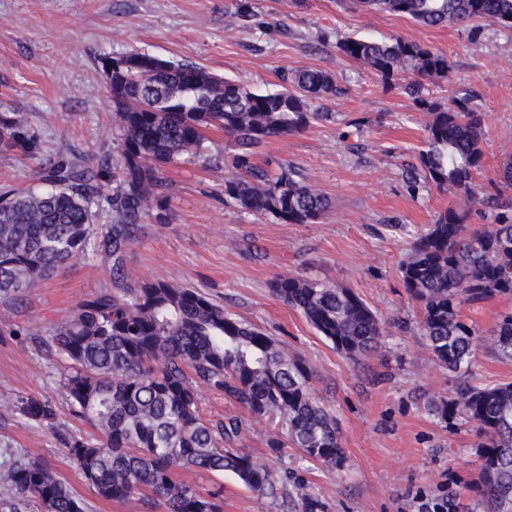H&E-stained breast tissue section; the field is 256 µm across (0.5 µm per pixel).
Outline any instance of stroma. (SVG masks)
Returning <instances> with one entry per match:
<instances>
[{"instance_id":"1","label":"stroma","mask_w":512,"mask_h":512,"mask_svg":"<svg viewBox=\"0 0 512 512\" xmlns=\"http://www.w3.org/2000/svg\"><path fill=\"white\" fill-rule=\"evenodd\" d=\"M237 0H0V111L23 113L47 154L111 148L112 101L98 60L132 49L187 60L252 91L279 88L283 68L312 66L349 88L328 102L336 117L271 143L258 162L289 163L329 199L315 224H282L224 199V170L200 160L166 168L169 221L146 222L126 256L122 278L107 264L79 260L24 301L0 303V470L20 459L50 469L87 512H165L163 503L100 498L63 447L57 428L79 429L62 388L66 367L40 344V328L62 320L80 299L102 289L166 280L199 289L237 318L285 342L312 373L314 395L335 415L345 461L329 468L296 448L273 450L272 431L208 386L198 388L204 416L238 417L242 453L274 470L272 495H259L228 474L181 472L203 491L222 490L224 512H416L419 498L448 495L458 512H486L477 490L482 440L472 425L452 429L427 404L458 383H512V359L497 355L491 332L512 297L462 306L478 331L471 366L452 372L422 336L421 308L406 293L399 267L413 236L454 204L452 192L411 187L406 164L422 149L425 113L368 68L340 56L351 35L402 37L444 52L450 82L430 85L432 99L450 88L476 91L484 115L486 187L512 155V31L426 28L351 0H250L256 25L240 28ZM337 283L359 295L385 332L370 358L352 361L269 287L279 275ZM55 417L24 415L28 400Z\"/></svg>"}]
</instances>
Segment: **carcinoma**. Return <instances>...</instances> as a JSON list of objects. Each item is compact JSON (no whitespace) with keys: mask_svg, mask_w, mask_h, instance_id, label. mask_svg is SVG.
<instances>
[{"mask_svg":"<svg viewBox=\"0 0 512 512\" xmlns=\"http://www.w3.org/2000/svg\"><path fill=\"white\" fill-rule=\"evenodd\" d=\"M365 11L389 12L425 27H463L489 21L512 29V0H356ZM342 57L366 66L399 88L427 121L417 163L406 170L412 184L453 190L459 203L415 234L400 265L403 286L422 306V331L436 361L450 370L468 366L477 331L462 306L512 297V197L501 189L477 194L483 167L484 126L474 91L453 92L448 104L432 99L426 83L449 81L454 65L445 53L402 38L350 36L336 42ZM155 66L117 68L101 75L112 94L117 146L89 156L71 151L39 164L43 186L0 191V295L31 291L89 255L125 270L127 251L140 226L168 221L169 183L164 167L185 155L204 158V130L229 137L224 197L246 212L285 224H315L327 197L289 164L271 172L257 157L273 140L304 131L333 113L311 111L312 100L348 94L318 67L285 69L280 90L251 92L194 63L155 56ZM0 148L37 160L42 142L19 112H0ZM112 184L107 203L112 223L96 236L94 200ZM494 211V223L472 228L471 208ZM273 294L347 358L371 356L384 327L351 289L295 274L271 283ZM497 353L512 359V313L492 331ZM41 341L68 364L63 388L72 413L96 434H62L69 457L97 494L135 500L167 512H224L216 492L179 479L196 470L231 473L246 489L274 493L277 478L237 449L243 430L236 417L205 419L197 385L214 388L256 418L276 422L291 447L318 464L343 462L336 419L314 396L305 363L281 341L238 320L208 295L157 281L138 288L100 290L79 301ZM428 411L445 426H475L487 442L480 451L477 489L490 512L512 503V383L482 387L463 383L452 396L431 401ZM0 485L37 499L44 512H84L77 498L46 467L16 462L0 471Z\"/></svg>","mask_w":512,"mask_h":512,"instance_id":"carcinoma-1","label":"carcinoma"}]
</instances>
